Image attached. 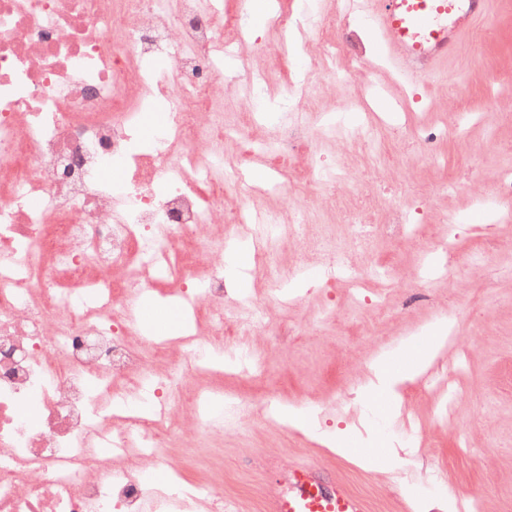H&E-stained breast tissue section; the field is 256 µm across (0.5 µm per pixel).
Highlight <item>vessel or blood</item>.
<instances>
[{"label":"vessel or blood","mask_w":512,"mask_h":512,"mask_svg":"<svg viewBox=\"0 0 512 512\" xmlns=\"http://www.w3.org/2000/svg\"><path fill=\"white\" fill-rule=\"evenodd\" d=\"M490 0H363L371 32L384 55L411 84L426 83L484 18ZM270 512H372L369 498L322 467H288V491L271 498Z\"/></svg>","instance_id":"1"}]
</instances>
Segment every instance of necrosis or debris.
<instances>
[{
	"mask_svg": "<svg viewBox=\"0 0 512 512\" xmlns=\"http://www.w3.org/2000/svg\"><path fill=\"white\" fill-rule=\"evenodd\" d=\"M0 0V512H171L195 489H151L152 465L180 435L220 434L252 416L190 382L224 372L213 354L237 347L268 372L248 340L269 336L267 309L224 308V245L251 239L270 288L293 276L285 238L318 258L327 283L392 271L356 262L376 235L400 240L427 220L398 183L372 187L400 140L440 163L444 129L364 113L350 124L321 100L356 81L322 0L279 4L277 40L256 38L247 0ZM317 46L307 78L278 84L264 58L287 65L289 38ZM238 74L237 112L224 110V65ZM164 113L149 147L139 115ZM263 161L269 188L252 186ZM125 170L112 183V168ZM361 178L367 188L345 196ZM300 189L289 205L268 193ZM164 288L202 330L179 353L142 335L136 307Z\"/></svg>",
	"mask_w": 512,
	"mask_h": 512,
	"instance_id": "1",
	"label": "necrosis or debris"
}]
</instances>
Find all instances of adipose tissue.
Wrapping results in <instances>:
<instances>
[{
    "instance_id": "adipose-tissue-1",
    "label": "adipose tissue",
    "mask_w": 512,
    "mask_h": 512,
    "mask_svg": "<svg viewBox=\"0 0 512 512\" xmlns=\"http://www.w3.org/2000/svg\"><path fill=\"white\" fill-rule=\"evenodd\" d=\"M447 335L448 323L440 320L419 335L401 343L395 353L381 355L372 369L371 378L361 391L366 409L378 416L386 415L392 398L432 362L437 348L443 344ZM396 358L403 360V367H393L392 361ZM276 415L293 428L317 435L320 442L337 455H345V431L322 432L318 411L314 406L285 405L277 409Z\"/></svg>"
}]
</instances>
